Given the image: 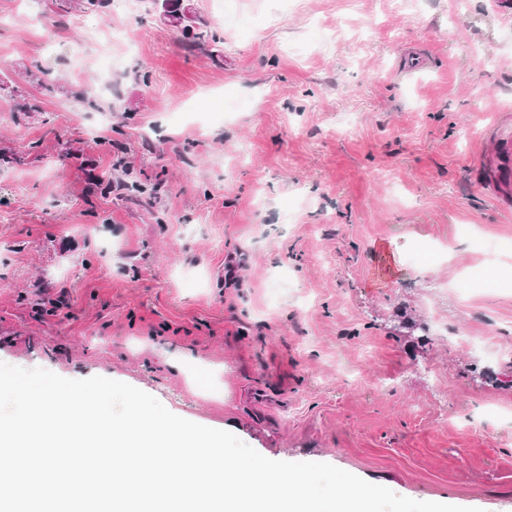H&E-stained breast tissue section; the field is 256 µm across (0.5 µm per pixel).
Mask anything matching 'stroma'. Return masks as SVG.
<instances>
[{"mask_svg":"<svg viewBox=\"0 0 512 512\" xmlns=\"http://www.w3.org/2000/svg\"><path fill=\"white\" fill-rule=\"evenodd\" d=\"M221 7L254 27L200 48L153 0H0V362L132 385L272 460L512 512V196L484 178L512 138V6ZM86 159L124 197L89 193ZM402 306L427 335L395 331Z\"/></svg>","mask_w":512,"mask_h":512,"instance_id":"35a3bbf8","label":"stroma"}]
</instances>
